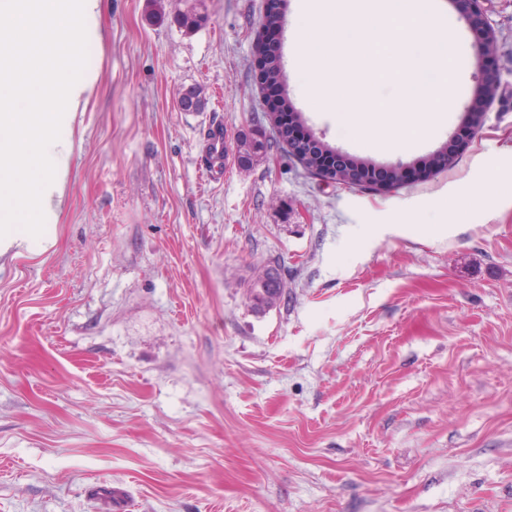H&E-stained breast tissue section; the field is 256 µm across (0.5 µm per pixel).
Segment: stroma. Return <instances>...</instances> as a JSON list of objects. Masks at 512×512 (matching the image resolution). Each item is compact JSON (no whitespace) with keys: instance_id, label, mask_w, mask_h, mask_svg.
I'll return each mask as SVG.
<instances>
[{"instance_id":"stroma-1","label":"stroma","mask_w":512,"mask_h":512,"mask_svg":"<svg viewBox=\"0 0 512 512\" xmlns=\"http://www.w3.org/2000/svg\"><path fill=\"white\" fill-rule=\"evenodd\" d=\"M202 2L206 24L174 18ZM103 0L71 16L99 76L68 126L57 243L0 257V512H512V0L477 55L457 0V106L395 151L293 107L332 147L451 165L385 192L309 174L270 126L255 54L267 0ZM492 72L479 115L463 102ZM194 86L208 105L177 107ZM264 128L266 151L206 144ZM277 263L287 292L252 308Z\"/></svg>"}]
</instances>
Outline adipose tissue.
I'll list each match as a JSON object with an SVG mask.
<instances>
[{
    "label": "adipose tissue",
    "instance_id": "obj_1",
    "mask_svg": "<svg viewBox=\"0 0 512 512\" xmlns=\"http://www.w3.org/2000/svg\"><path fill=\"white\" fill-rule=\"evenodd\" d=\"M102 0H0V254L46 250L72 143L62 136L98 81L76 47L43 26L78 15L95 31Z\"/></svg>",
    "mask_w": 512,
    "mask_h": 512
}]
</instances>
